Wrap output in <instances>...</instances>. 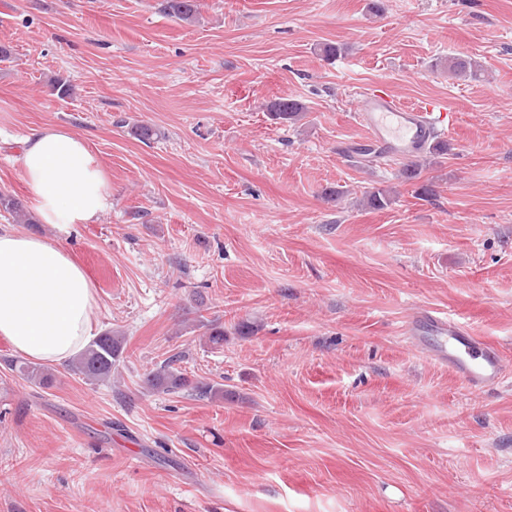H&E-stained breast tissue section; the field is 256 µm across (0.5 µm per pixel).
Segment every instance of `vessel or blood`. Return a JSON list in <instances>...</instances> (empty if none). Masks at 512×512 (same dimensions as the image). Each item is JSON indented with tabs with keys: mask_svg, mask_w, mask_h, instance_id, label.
<instances>
[{
	"mask_svg": "<svg viewBox=\"0 0 512 512\" xmlns=\"http://www.w3.org/2000/svg\"><path fill=\"white\" fill-rule=\"evenodd\" d=\"M358 118L369 139L384 153L411 156L430 136L447 132L452 114L438 101L431 100L420 107L407 106L383 90L369 88L360 99ZM408 333L436 336L433 360L451 366L470 389L479 391L504 379L500 355L445 314H422L411 323Z\"/></svg>",
	"mask_w": 512,
	"mask_h": 512,
	"instance_id": "b4317fda",
	"label": "vessel or blood"
}]
</instances>
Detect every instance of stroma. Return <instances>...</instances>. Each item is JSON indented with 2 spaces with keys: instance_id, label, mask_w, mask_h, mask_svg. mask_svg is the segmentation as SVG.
I'll return each mask as SVG.
<instances>
[{
  "instance_id": "35a3bbf8",
  "label": "stroma",
  "mask_w": 512,
  "mask_h": 512,
  "mask_svg": "<svg viewBox=\"0 0 512 512\" xmlns=\"http://www.w3.org/2000/svg\"><path fill=\"white\" fill-rule=\"evenodd\" d=\"M160 4L0 0V191L33 209L32 130L86 141L111 209L22 230L85 270L93 335L126 337L117 382L63 363L48 387L0 339V512H512V0H197L192 25ZM376 85L445 101L448 154L368 152ZM281 96L296 125L268 116ZM375 187L388 208L363 206ZM426 310L497 349L503 383L470 391L414 345ZM177 352L223 399L144 390ZM448 75L456 79L477 78L479 66L471 57H448ZM267 112L275 123L288 125L300 121L306 112L305 105L299 100L287 97H279L267 105ZM10 365L27 380L38 385L49 386L53 383L54 375L44 368L32 366L23 360H10Z\"/></svg>"
}]
</instances>
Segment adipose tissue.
Wrapping results in <instances>:
<instances>
[{"instance_id":"1","label":"adipose tissue","mask_w":512,"mask_h":512,"mask_svg":"<svg viewBox=\"0 0 512 512\" xmlns=\"http://www.w3.org/2000/svg\"><path fill=\"white\" fill-rule=\"evenodd\" d=\"M19 162L41 223L66 232L112 207L98 160L72 131H32ZM95 307L91 281L60 242L0 231V339L43 363L72 358L90 341Z\"/></svg>"}]
</instances>
